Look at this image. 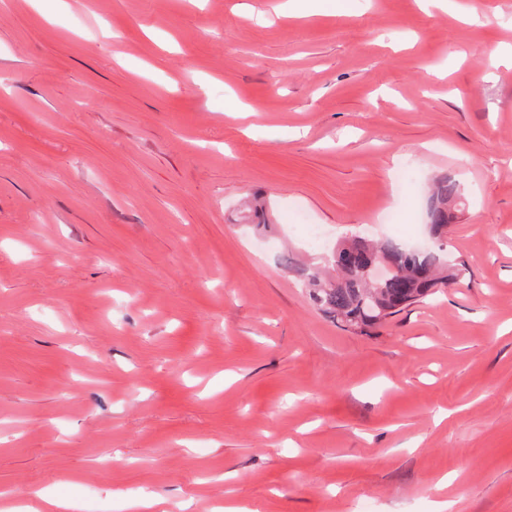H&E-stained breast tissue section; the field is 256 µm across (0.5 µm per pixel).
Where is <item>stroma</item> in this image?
Returning <instances> with one entry per match:
<instances>
[{
	"instance_id": "obj_1",
	"label": "stroma",
	"mask_w": 512,
	"mask_h": 512,
	"mask_svg": "<svg viewBox=\"0 0 512 512\" xmlns=\"http://www.w3.org/2000/svg\"><path fill=\"white\" fill-rule=\"evenodd\" d=\"M276 2L0 0V512H512V0ZM441 177L460 283L317 309Z\"/></svg>"
}]
</instances>
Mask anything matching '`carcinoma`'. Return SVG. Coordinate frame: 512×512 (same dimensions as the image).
Listing matches in <instances>:
<instances>
[{
    "instance_id": "cac0c4a2",
    "label": "carcinoma",
    "mask_w": 512,
    "mask_h": 512,
    "mask_svg": "<svg viewBox=\"0 0 512 512\" xmlns=\"http://www.w3.org/2000/svg\"><path fill=\"white\" fill-rule=\"evenodd\" d=\"M456 195L451 181L439 179L433 184L429 213L438 238L448 232V207ZM443 250L441 244L417 250L393 241L374 244L362 236L352 237L336 245L335 283L314 271L306 272L310 296L350 330L380 326L458 279L461 269L441 256Z\"/></svg>"
}]
</instances>
